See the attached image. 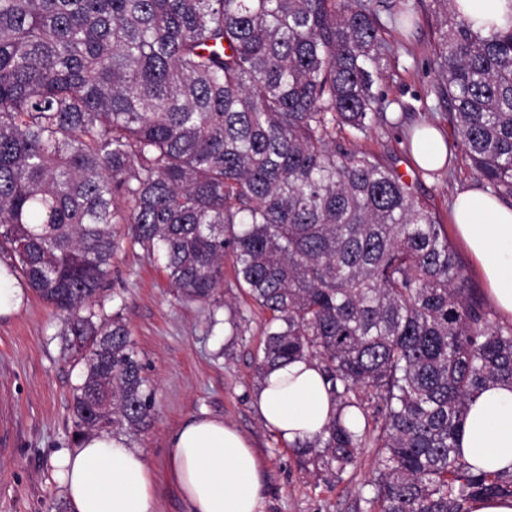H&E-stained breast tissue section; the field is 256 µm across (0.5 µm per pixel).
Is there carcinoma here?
<instances>
[{"mask_svg":"<svg viewBox=\"0 0 512 512\" xmlns=\"http://www.w3.org/2000/svg\"><path fill=\"white\" fill-rule=\"evenodd\" d=\"M421 2L0 0V266L63 314L76 438L154 419L121 312L96 307L126 244L189 299L235 288L267 312L259 375L319 362L336 414L293 452L339 481L375 449L363 512L512 498V473L457 448L475 393L512 383V323L414 183L338 135L384 117L374 85ZM429 10L430 92L512 201V26Z\"/></svg>","mask_w":512,"mask_h":512,"instance_id":"carcinoma-1","label":"carcinoma"}]
</instances>
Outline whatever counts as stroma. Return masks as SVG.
Segmentation results:
<instances>
[{"label": "stroma", "instance_id": "35a3bbf8", "mask_svg": "<svg viewBox=\"0 0 512 512\" xmlns=\"http://www.w3.org/2000/svg\"><path fill=\"white\" fill-rule=\"evenodd\" d=\"M432 23L430 12L419 9L376 86L388 104L387 120L354 145L408 171L418 195L446 224L457 191L480 180L458 159L438 176L423 174L408 149L410 132L423 124L438 126L445 140L454 138L441 120L443 104L429 93L436 81ZM116 292L124 298L123 317L155 388L152 424L127 441L156 477L159 512H185L177 488L165 479L168 437L205 414L236 427L261 455L262 512H358L359 491L377 465L374 450L362 449L343 482L316 475L300 465L254 405L265 314L253 311L231 328L243 307L237 290L225 291L217 307L185 299L141 250L127 246L112 259V288L100 298L105 313H112ZM61 328L55 308L31 293L0 316V512H49L52 504L66 501L54 462L59 449L75 445L71 404L81 366L66 350Z\"/></svg>", "mask_w": 512, "mask_h": 512}]
</instances>
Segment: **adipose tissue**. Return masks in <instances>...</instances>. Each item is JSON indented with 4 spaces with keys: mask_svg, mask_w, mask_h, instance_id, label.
Segmentation results:
<instances>
[{
    "mask_svg": "<svg viewBox=\"0 0 512 512\" xmlns=\"http://www.w3.org/2000/svg\"><path fill=\"white\" fill-rule=\"evenodd\" d=\"M488 286L491 304L512 320V206L481 189L456 196L451 214ZM255 405L288 444L311 440L336 413L317 361L268 372ZM167 475L186 512H260L262 462L223 420L195 417L169 436ZM459 447L473 470L512 472V384L491 383L468 405ZM55 476L72 512H157L151 469L124 437L94 435L58 453Z\"/></svg>",
    "mask_w": 512,
    "mask_h": 512,
    "instance_id": "obj_1",
    "label": "adipose tissue"
}]
</instances>
